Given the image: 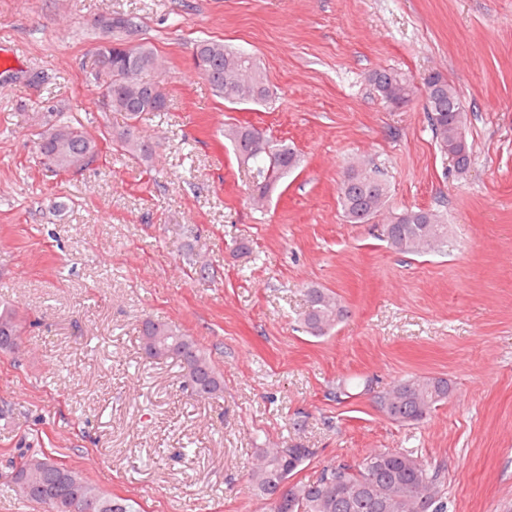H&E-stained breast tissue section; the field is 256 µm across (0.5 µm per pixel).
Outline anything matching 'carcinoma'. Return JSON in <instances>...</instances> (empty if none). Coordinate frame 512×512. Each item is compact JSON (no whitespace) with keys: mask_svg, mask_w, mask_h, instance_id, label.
<instances>
[{"mask_svg":"<svg viewBox=\"0 0 512 512\" xmlns=\"http://www.w3.org/2000/svg\"><path fill=\"white\" fill-rule=\"evenodd\" d=\"M112 58V71L119 80L107 85V96L115 112L125 114L128 124L117 133L120 147L145 158L152 149L134 138L136 121L145 112L167 110L168 91L157 74V56L146 44L131 40L108 41L104 48ZM193 63L198 73L231 104H261L272 97L266 75L256 60L221 41L196 44ZM370 82L378 95L392 103H407L413 85L393 69L375 71ZM427 118L441 153L453 154L457 172L471 164V147L465 136L467 112L448 78L439 72L424 79ZM224 138L235 147L242 162L254 173L252 193L268 197L279 181L300 165V155L291 145L275 143L263 131L250 126L229 125ZM98 153L94 139L80 127L46 116L38 154L55 173L77 172ZM344 219L367 224L386 207L388 185L372 169H348L338 188ZM384 234L389 247L416 255L440 250L448 241V225L437 214L424 209H405L394 214ZM307 309L301 323L307 333L319 337L347 316V309L334 295L321 288L306 291ZM27 320L18 310L0 308V351H12L13 340L26 333ZM141 348L153 360L175 358L184 370L186 386L202 399H216L224 391V380L210 357L195 339L176 326L147 318L142 322ZM451 386L446 378L411 377L395 383L378 396L384 415L397 423H418L448 399ZM313 451L293 445L264 448L250 473L252 488L265 501L267 512H448L440 473L407 450H374L350 463L323 469L312 482L295 479ZM9 483L24 498L39 503L46 512H67L76 499L92 504L91 512H138L135 502L106 493L78 471L43 451L19 453L9 461ZM280 502L274 506L273 502Z\"/></svg>","mask_w":512,"mask_h":512,"instance_id":"obj_1","label":"carcinoma"}]
</instances>
